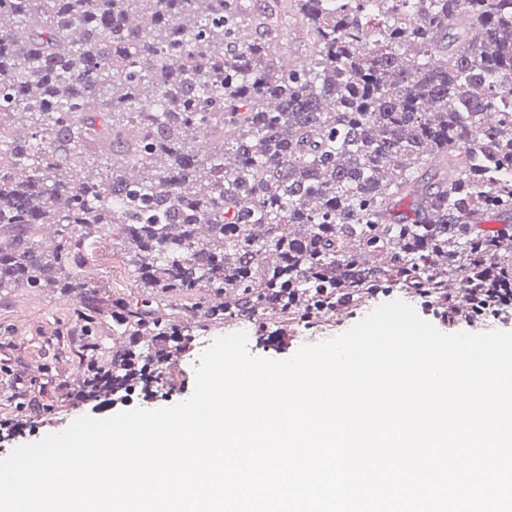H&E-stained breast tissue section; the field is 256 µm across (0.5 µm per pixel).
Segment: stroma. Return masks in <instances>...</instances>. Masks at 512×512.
I'll return each mask as SVG.
<instances>
[{
  "label": "stroma",
  "instance_id": "stroma-1",
  "mask_svg": "<svg viewBox=\"0 0 512 512\" xmlns=\"http://www.w3.org/2000/svg\"><path fill=\"white\" fill-rule=\"evenodd\" d=\"M88 266L93 273L92 282L100 289L104 298L130 296L136 288L121 255L112 251L110 241H96L88 256ZM74 301L63 296L57 289L43 288L31 291L14 288L0 293V418L13 414L12 407L3 403L9 395L13 375L32 379L39 392L40 402L52 405L50 416L41 417L36 429L0 442V459L5 458L16 446L39 441L43 437L65 430L75 419L82 416L106 418L128 410L123 400L95 405H75L67 398V392L78 376L74 358L59 354L56 332L67 322ZM358 315H347L338 319L320 321L287 333L276 326H267L263 336H256L250 323L232 322L209 330L207 342L222 335L245 332L247 349L252 356L285 359L299 347L315 344L335 337L358 322ZM201 352L192 349L179 357L171 391L163 397L153 396L139 399V407L157 409L172 406L186 400L195 386V368Z\"/></svg>",
  "mask_w": 512,
  "mask_h": 512
}]
</instances>
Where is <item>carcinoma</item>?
<instances>
[{"label": "carcinoma", "mask_w": 512, "mask_h": 512, "mask_svg": "<svg viewBox=\"0 0 512 512\" xmlns=\"http://www.w3.org/2000/svg\"><path fill=\"white\" fill-rule=\"evenodd\" d=\"M495 212L512 0H0V291L73 295L74 403L171 387L182 319L293 330L394 291L485 313L483 274L512 289V245L473 230ZM102 237L148 296L112 299L105 365ZM6 401L31 406L25 378ZM283 34L282 59L286 67L299 66L311 58L313 48L305 31L286 22Z\"/></svg>", "instance_id": "obj_1"}]
</instances>
